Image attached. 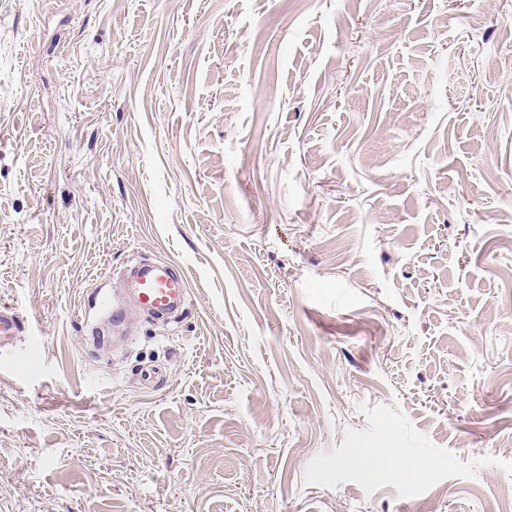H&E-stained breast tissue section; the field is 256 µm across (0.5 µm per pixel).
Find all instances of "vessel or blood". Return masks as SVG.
<instances>
[{
  "label": "vessel or blood",
  "mask_w": 512,
  "mask_h": 512,
  "mask_svg": "<svg viewBox=\"0 0 512 512\" xmlns=\"http://www.w3.org/2000/svg\"><path fill=\"white\" fill-rule=\"evenodd\" d=\"M130 301L127 304L110 303L105 289H96L86 319L103 314L113 328L130 331L140 314L178 316L188 300V285L184 271L176 264L151 259H139L123 271ZM24 324L15 308L0 305V349L11 346L22 331Z\"/></svg>",
  "instance_id": "vessel-or-blood-1"
}]
</instances>
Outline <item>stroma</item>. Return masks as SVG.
I'll return each instance as SVG.
<instances>
[{
  "mask_svg": "<svg viewBox=\"0 0 512 512\" xmlns=\"http://www.w3.org/2000/svg\"><path fill=\"white\" fill-rule=\"evenodd\" d=\"M137 256L183 314L92 343ZM0 303V512H491L512 0H0ZM24 324L15 308L0 305V349L11 346L22 331ZM366 460H372L373 464L365 465ZM346 464L364 469L370 467L371 476L402 477V464L390 448L359 449L347 459Z\"/></svg>",
  "mask_w": 512,
  "mask_h": 512,
  "instance_id": "obj_1",
  "label": "stroma"
}]
</instances>
